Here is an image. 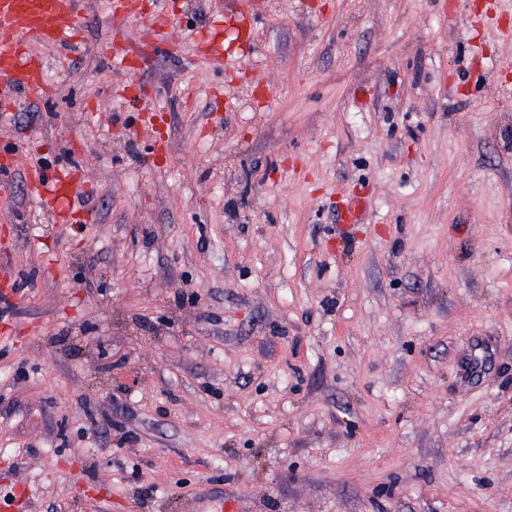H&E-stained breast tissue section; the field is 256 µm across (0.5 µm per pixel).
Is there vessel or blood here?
<instances>
[{
    "label": "vessel or blood",
    "mask_w": 512,
    "mask_h": 512,
    "mask_svg": "<svg viewBox=\"0 0 512 512\" xmlns=\"http://www.w3.org/2000/svg\"><path fill=\"white\" fill-rule=\"evenodd\" d=\"M109 5L113 17L120 21L142 14L141 0H109ZM0 30L11 35L10 40L0 41V75L8 77L14 87L32 89L43 82L36 59L27 50L30 39L63 48L82 41L76 0H0ZM29 176L34 192L51 205L55 220L88 223L87 215L70 214V174H50L35 163Z\"/></svg>",
    "instance_id": "obj_1"
}]
</instances>
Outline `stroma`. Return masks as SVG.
<instances>
[{"mask_svg":"<svg viewBox=\"0 0 512 512\" xmlns=\"http://www.w3.org/2000/svg\"><path fill=\"white\" fill-rule=\"evenodd\" d=\"M235 2L80 0V46H30L44 91L0 117V502L512 512V0ZM34 158L93 222H55ZM109 5L112 16L124 22L140 17L142 15L141 9L145 7L144 1L134 0H110Z\"/></svg>","mask_w":512,"mask_h":512,"instance_id":"35a3bbf8","label":"stroma"}]
</instances>
